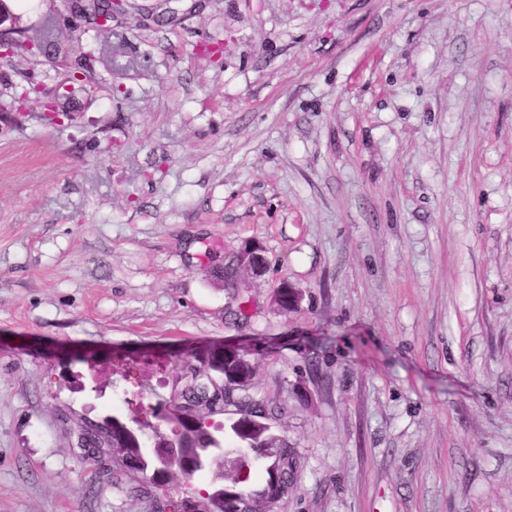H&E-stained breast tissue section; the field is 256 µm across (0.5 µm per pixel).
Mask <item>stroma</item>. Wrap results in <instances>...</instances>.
Listing matches in <instances>:
<instances>
[{
    "label": "stroma",
    "instance_id": "stroma-1",
    "mask_svg": "<svg viewBox=\"0 0 512 512\" xmlns=\"http://www.w3.org/2000/svg\"><path fill=\"white\" fill-rule=\"evenodd\" d=\"M6 5L41 49L0 64V512H156L60 412L216 341L299 457L272 512H512V0ZM248 240L241 311L206 255Z\"/></svg>",
    "mask_w": 512,
    "mask_h": 512
}]
</instances>
